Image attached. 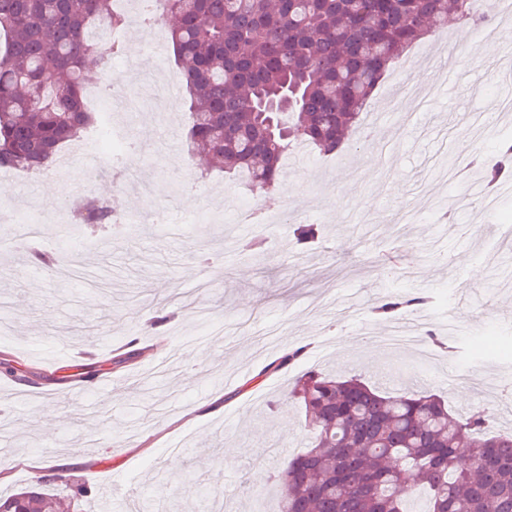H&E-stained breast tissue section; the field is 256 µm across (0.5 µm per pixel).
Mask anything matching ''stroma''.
I'll list each match as a JSON object with an SVG mask.
<instances>
[{
    "label": "stroma",
    "instance_id": "stroma-1",
    "mask_svg": "<svg viewBox=\"0 0 512 512\" xmlns=\"http://www.w3.org/2000/svg\"><path fill=\"white\" fill-rule=\"evenodd\" d=\"M426 38L407 50L404 74H425L436 94L408 105L407 117L387 102L397 81L388 72L342 151L322 155L301 147L288 158L291 185L258 194L210 159L186 154L188 110L120 112L126 136L154 183L151 201L114 192L83 161L46 173L0 175V205L47 214L37 243L54 257L30 263L26 248L0 250V361L9 360L33 391L54 394L53 405L19 399L0 385V412L11 423L0 433V490L33 484L34 461L60 464L79 455L64 476L85 480L97 498L166 497L181 512H276L279 464L306 449L310 432L301 405L286 390L310 370L373 381L400 394L415 385L435 393L455 412L477 408L461 398L467 381L449 388L454 365L489 377H512V179L497 188L492 210L455 207L469 192L475 158L496 160L512 138V115L483 130L464 114L488 111L503 100L500 53L476 47L449 79L442 58L424 65L434 45ZM121 81L137 87L144 74L176 71L173 56H151L143 41L120 55ZM188 168L185 195L175 200L174 170ZM98 199L136 217L132 232L71 257L61 232L90 233L78 216L85 186ZM69 196L67 213L47 206L42 191ZM166 207V225L141 222L148 203ZM297 220L267 223L283 207ZM258 210L250 223L240 214ZM411 212L413 224L395 229L393 217ZM315 224L318 239L293 246L296 223ZM422 293L421 330L447 319L457 330L447 348L424 364L412 350L390 352L380 342L392 321L372 312L382 298ZM165 305L164 332L147 314ZM67 339L75 359L60 368L43 356ZM305 354L284 362L286 350ZM179 470H171L172 458Z\"/></svg>",
    "mask_w": 512,
    "mask_h": 512
}]
</instances>
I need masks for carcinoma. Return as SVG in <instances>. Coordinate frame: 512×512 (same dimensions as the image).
I'll use <instances>...</instances> for the list:
<instances>
[{
  "mask_svg": "<svg viewBox=\"0 0 512 512\" xmlns=\"http://www.w3.org/2000/svg\"><path fill=\"white\" fill-rule=\"evenodd\" d=\"M473 0H159L189 101L187 143L268 190L299 145L332 154L403 52L451 22L478 15ZM113 0H0V170L54 168L63 147L97 122L87 87L112 65ZM486 172L512 160V138ZM84 223L108 227L94 197ZM421 294L393 295L392 318ZM289 397L305 409L310 447L286 460L278 512H512V432L493 433L483 409L448 410L422 391L392 395L361 378L300 376ZM90 486L52 475L39 489L0 492L12 512H56Z\"/></svg>",
  "mask_w": 512,
  "mask_h": 512,
  "instance_id": "1",
  "label": "carcinoma"
}]
</instances>
